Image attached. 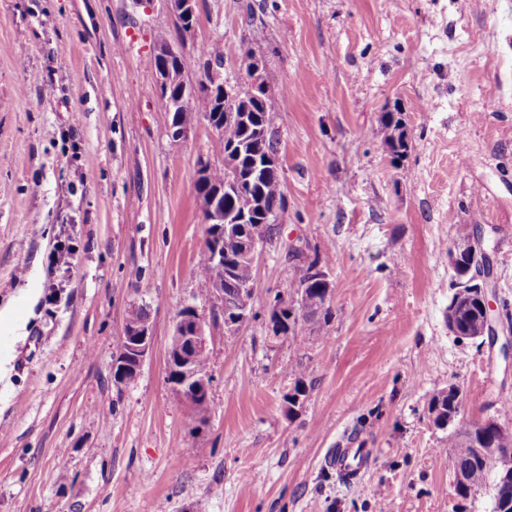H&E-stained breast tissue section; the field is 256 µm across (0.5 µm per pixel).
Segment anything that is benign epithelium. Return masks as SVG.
Returning a JSON list of instances; mask_svg holds the SVG:
<instances>
[{
    "label": "benign epithelium",
    "mask_w": 512,
    "mask_h": 512,
    "mask_svg": "<svg viewBox=\"0 0 512 512\" xmlns=\"http://www.w3.org/2000/svg\"><path fill=\"white\" fill-rule=\"evenodd\" d=\"M170 13L176 20L193 18L196 15V0H165ZM153 58L157 61L155 72L162 98L166 101L170 112H185L194 98L200 93L199 84H189L184 79V55L182 46L177 42H168L156 47ZM210 79L205 81L209 91L220 90L221 99L225 102L226 117L238 118L236 108L239 103L237 92L224 85V77L218 68H210ZM206 208L211 221L224 225V232L239 231L233 224L224 223V205L218 198L209 196ZM242 258L251 265H256L259 247L265 240L253 233L243 240ZM487 259L482 238L468 233L455 239L448 254V261L457 275L467 285L475 286L477 296L482 301V313L467 331L472 340H479L489 333V329H497L494 308L491 305L489 286L480 273ZM246 287L239 289V299L233 304H225L224 310L234 313L233 318H225L224 326L233 331L248 319ZM120 360L114 366L120 368V375L114 378L119 384L122 374L128 369L140 370L153 345V332L150 326L125 321L123 334L120 337ZM209 350V339L206 333V322L198 311L187 305L177 315L167 349V379L173 390L178 393L188 407L197 411L200 402L208 399L211 384L210 375L199 371L195 364L196 355Z\"/></svg>",
    "instance_id": "benign-epithelium-1"
}]
</instances>
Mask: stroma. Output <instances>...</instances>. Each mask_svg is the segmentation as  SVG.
Instances as JSON below:
<instances>
[{
	"mask_svg": "<svg viewBox=\"0 0 512 512\" xmlns=\"http://www.w3.org/2000/svg\"><path fill=\"white\" fill-rule=\"evenodd\" d=\"M185 78L220 43L224 82L263 60L287 205L264 245L252 317L196 273L199 161L224 148L204 117L174 139L151 64L165 0H0V512H492L461 499L438 391L462 426L500 417L512 367L448 330L460 225L484 236L512 325V0H197ZM264 39L254 43L255 30ZM410 149L392 159L382 117ZM307 256L331 250L329 322L272 337ZM153 347L137 380L113 364L131 306ZM212 337L204 420L167 381L178 311ZM303 363L307 395L288 396ZM359 440L361 484L323 458ZM454 392L457 394L458 399L461 401V391L458 387H455ZM449 387L448 390H442L432 396L429 402V413L431 415L435 414V423L438 425V428H446L448 424H450L455 415H451L448 417V414L456 412L459 408V402L457 401L456 394ZM446 418V420H444ZM442 422V424H439Z\"/></svg>",
	"mask_w": 512,
	"mask_h": 512,
	"instance_id": "1",
	"label": "stroma"
}]
</instances>
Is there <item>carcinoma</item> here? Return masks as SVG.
I'll list each match as a JSON object with an SVG mask.
<instances>
[{
    "label": "carcinoma",
    "mask_w": 512,
    "mask_h": 512,
    "mask_svg": "<svg viewBox=\"0 0 512 512\" xmlns=\"http://www.w3.org/2000/svg\"><path fill=\"white\" fill-rule=\"evenodd\" d=\"M242 100L249 105L247 121L224 120V113L217 111L214 100L205 93L198 95L194 109L208 114L222 127L219 138L227 156L236 162L242 173L251 176L250 184L243 188L225 186V167H209L203 182L196 183L197 194L222 193L224 197V221L231 223L237 217L246 215V225L263 226L268 240L275 235L274 224L266 218H275L286 207L279 174L264 165V158L276 153V139L273 130V115L268 106L265 91H245ZM385 143L393 158H403L410 149L407 133L401 119L389 113L384 120ZM242 236L236 233L224 235V261L217 263L210 255V244H205L196 264L197 274L214 286L224 289V295L238 292L240 286L250 285L248 298H253L256 288L255 272L250 264L238 262L242 251ZM305 285L302 315L311 321H328L332 317L330 305L325 300L328 285L321 280H300ZM459 402L456 394L448 389L432 396L429 413L436 415L435 422L444 429L448 426L446 417L457 411ZM454 451L448 454V467L458 473H467L468 484H456L458 495L466 499L471 492L492 485V512H499L502 504H512V482L499 480L503 471L512 472V428H484L476 423L461 427L448 436ZM484 445L488 442L503 449V456L493 464H486L476 454H460L457 449L466 443Z\"/></svg>",
    "instance_id": "cac0c4a2"
}]
</instances>
